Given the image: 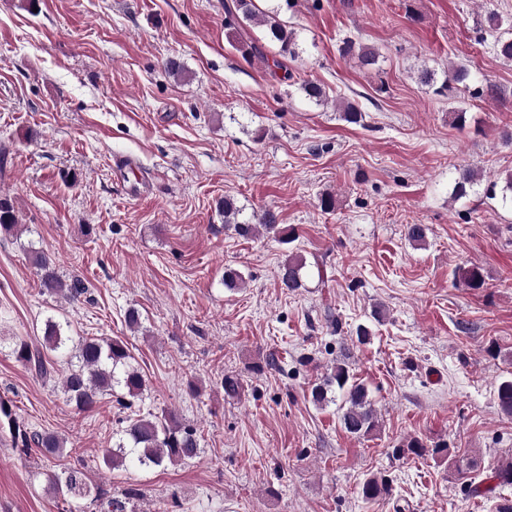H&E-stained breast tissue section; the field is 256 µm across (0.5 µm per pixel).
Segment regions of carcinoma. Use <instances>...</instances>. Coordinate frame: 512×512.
<instances>
[{
  "mask_svg": "<svg viewBox=\"0 0 512 512\" xmlns=\"http://www.w3.org/2000/svg\"><path fill=\"white\" fill-rule=\"evenodd\" d=\"M254 22L257 20L254 0H231L224 4V24L233 28L241 20ZM490 27L501 31L496 38L494 47L498 55L512 59V23L503 24L502 19L491 14L488 17ZM266 26L270 40L279 44L280 52L290 57L296 56V42L293 32L287 30L275 18L267 17L260 20ZM343 55L358 53V58L367 66L377 62L375 51L368 47L355 48V43L346 40L340 48ZM479 182L478 174L468 168L459 172L455 182L454 193L458 197L467 194ZM491 195L500 194L502 204L512 206V172L506 174L501 181L492 182L487 187ZM224 210V224L242 238L256 236L259 229L273 235L281 243L295 240V229L276 223L273 213L266 211L252 222L241 218L242 209L236 206L231 198L220 203ZM18 226V218L12 203L7 198L0 197V234L11 235ZM30 258L37 269L40 287L50 296H60L68 300H77L86 293L82 280L74 278L64 280L56 271L53 262L42 252L30 250ZM306 261L303 257L291 255L279 267L281 287L295 292L305 287L307 273ZM461 281L467 288H481L485 280L481 269L472 266L465 269ZM9 349L15 359L45 377L49 374L50 355L66 359L68 370L62 378V390L69 399L75 402L80 410H88L95 406L98 399L115 389L123 391L117 398L118 405L129 408L133 399L140 397L146 389L142 375L131 365V355L123 341L118 339L83 338L77 342L63 332L62 324L49 318L45 322L42 340L38 343L29 342L19 336L3 338L0 336V350ZM338 390L343 395L341 421L344 429L357 438L370 435L377 427V410L368 397L367 389L355 379L347 362L338 360L326 373L322 381L311 389V399L316 405L323 406L331 401L329 392ZM496 399L500 411L512 416V379L502 381L497 387ZM123 424L118 441L106 449L103 461L109 469L122 467L128 461H136L147 467H163L192 459L200 453V443L196 430L181 424L171 412L160 416L138 417L120 420ZM25 446H35L45 455L62 453V441L51 433L33 432L22 433ZM442 457L448 456V445L436 443L432 448L416 438L405 444L402 452L423 456L426 452ZM49 489L55 496L69 501L84 499L97 492L98 486L93 484L85 464L70 466L59 472L47 475ZM392 481L385 476L372 475L364 480L361 487L362 498L367 501L385 499L391 496ZM138 492L130 489L123 498H110L106 502L108 512H135L127 510Z\"/></svg>",
  "mask_w": 512,
  "mask_h": 512,
  "instance_id": "cac0c4a2",
  "label": "carcinoma"
}]
</instances>
